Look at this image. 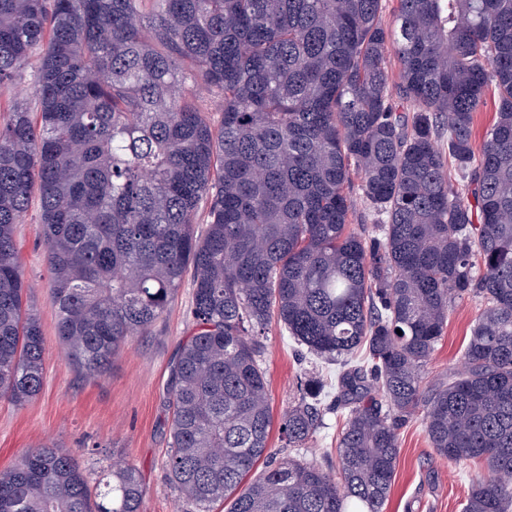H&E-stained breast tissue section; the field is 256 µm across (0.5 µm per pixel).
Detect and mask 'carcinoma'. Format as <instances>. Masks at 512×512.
<instances>
[{"label":"carcinoma","instance_id":"cac0c4a2","mask_svg":"<svg viewBox=\"0 0 512 512\" xmlns=\"http://www.w3.org/2000/svg\"><path fill=\"white\" fill-rule=\"evenodd\" d=\"M397 2L389 28L383 0H0V85L32 64L36 94L0 121V398L44 384L15 235L36 193L59 340L85 379L192 270L166 459L192 512H383L413 419L438 456L480 464L463 512H512V0ZM353 170L370 230L349 224ZM464 297L484 309L461 366L427 386ZM274 319L343 364L336 474L268 454ZM325 394L300 382L287 447L321 428ZM145 495L135 465L92 485L56 444L0 471V512H141ZM496 90L494 86H490L487 90L484 104L480 112H475L474 119V148L479 151L482 147L486 132L490 129L495 120L496 115Z\"/></svg>","mask_w":512,"mask_h":512}]
</instances>
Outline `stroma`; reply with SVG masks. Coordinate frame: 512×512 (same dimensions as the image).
I'll use <instances>...</instances> for the list:
<instances>
[{
  "instance_id": "35a3bbf8",
  "label": "stroma",
  "mask_w": 512,
  "mask_h": 512,
  "mask_svg": "<svg viewBox=\"0 0 512 512\" xmlns=\"http://www.w3.org/2000/svg\"><path fill=\"white\" fill-rule=\"evenodd\" d=\"M16 238L32 285L28 302L42 325L45 380L39 396L24 406L0 400V470L12 466L27 448L54 443L91 471L115 460L134 464L148 490L142 512H184L164 464L171 450L169 371L180 345L193 332L191 284L183 283L151 332L133 338L104 377L86 381L57 337L39 205H31L16 228ZM480 309V303L468 297L449 309L442 339L425 368L427 380L458 365ZM263 362L270 406L278 417L298 398V379L311 365L277 323L267 334ZM478 470L474 463L465 467L440 459L420 422L411 421L399 432V459L384 512H461Z\"/></svg>"
}]
</instances>
